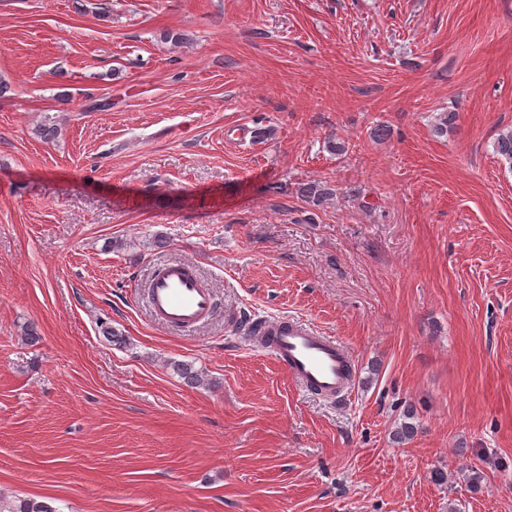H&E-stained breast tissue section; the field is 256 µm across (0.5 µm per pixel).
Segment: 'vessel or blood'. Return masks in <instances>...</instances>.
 <instances>
[{
  "label": "vessel or blood",
  "mask_w": 512,
  "mask_h": 512,
  "mask_svg": "<svg viewBox=\"0 0 512 512\" xmlns=\"http://www.w3.org/2000/svg\"><path fill=\"white\" fill-rule=\"evenodd\" d=\"M154 317L179 330H189L208 319L215 308L212 293L204 288L192 262L181 260L159 266L147 287ZM260 346L283 365L296 385L306 391L342 398L355 378L354 359L337 337L312 324L280 317L266 324Z\"/></svg>",
  "instance_id": "vessel-or-blood-1"
}]
</instances>
